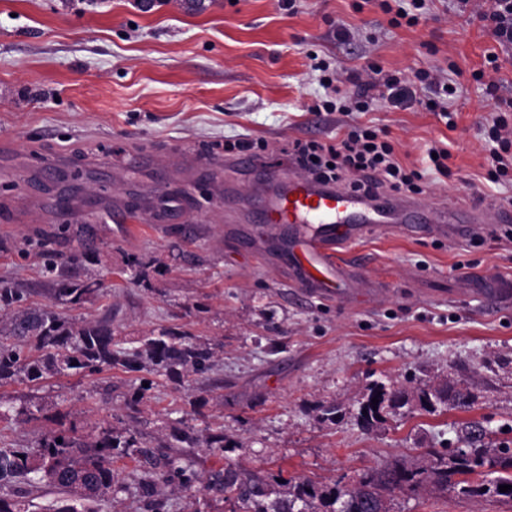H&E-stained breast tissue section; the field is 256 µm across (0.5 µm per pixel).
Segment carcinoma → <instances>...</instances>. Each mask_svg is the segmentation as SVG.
<instances>
[{
	"instance_id": "carcinoma-1",
	"label": "carcinoma",
	"mask_w": 512,
	"mask_h": 512,
	"mask_svg": "<svg viewBox=\"0 0 512 512\" xmlns=\"http://www.w3.org/2000/svg\"><path fill=\"white\" fill-rule=\"evenodd\" d=\"M48 280L42 292L43 304H26L31 289L0 278V386L16 380L39 384L49 376L95 374L104 369L145 372L181 381L189 376L204 377L212 370L214 347L185 331L161 330L142 336L125 346L112 335V314L74 321L57 310V304L88 302L104 292L106 284L97 279H79L68 269V261L52 255L48 259ZM437 394L436 407L469 405L468 392L443 378L431 385ZM378 404H372V398ZM420 403L428 389L412 390L375 382L354 403L362 428L372 430L386 422L379 411L399 398ZM33 412L25 406L0 409V419L26 423ZM173 440L194 448L204 443L210 455L224 460V431L216 430L199 439L187 425ZM460 442L471 448L461 458L453 448L426 453L408 463H386L363 473L353 486L320 489L302 479L288 484V490L272 487L265 476L244 473L230 463L209 472L205 478L192 464L169 454L167 440L151 445L134 432H116L112 425L96 435H85L73 424L41 435L28 445L0 446V512H30L34 489L46 484L66 493L52 505L51 512H94L91 505L126 490L115 479L112 460L133 453L138 458L139 498L148 512H162V486L178 482L187 491L205 492L233 502L238 512H393L395 497L401 494L456 490L467 496L497 495L512 498V489L502 493L499 486H512V447L496 448L486 441L479 422L461 430Z\"/></svg>"
}]
</instances>
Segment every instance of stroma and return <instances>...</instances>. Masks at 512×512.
<instances>
[{"mask_svg":"<svg viewBox=\"0 0 512 512\" xmlns=\"http://www.w3.org/2000/svg\"><path fill=\"white\" fill-rule=\"evenodd\" d=\"M425 4L417 25L393 27L373 0H295L290 12L277 0H0V276L36 285L48 255H76L79 274L112 291L63 305L66 315L90 319L108 307L116 339L179 328L216 346L213 384L157 379L135 412L126 396L137 376L118 369L0 387V399L38 407L30 423L0 421V439L34 442L62 418L94 433L130 426L146 441L220 426L224 459L242 472L328 487L458 447L471 421L512 441V308L459 294L469 276L512 279L500 225L456 241L354 239L349 257L384 295L371 304L306 297L251 216L260 175L224 161L228 140L267 141L276 167L287 164L289 141L340 132L344 116L312 112L324 94L312 57L346 90L351 71L370 63L410 81L437 68L457 88L455 128L424 106L382 100L356 122L388 130L400 160L422 174L427 208L512 207V182L487 179L493 102L473 78L496 53L498 94L512 100V45L458 0ZM340 25L351 40H336ZM186 147L207 175L178 163ZM434 147L449 151V174L434 170ZM144 194L184 211L164 224L142 211L135 231L116 227L113 201ZM437 374L469 387L472 404L414 409L370 431L358 424L353 401L372 382L410 388ZM330 404L332 421L322 416ZM112 468L127 489L100 512H144L134 460ZM395 512H512V499L452 490L397 498Z\"/></svg>","mask_w":512,"mask_h":512,"instance_id":"1","label":"stroma"}]
</instances>
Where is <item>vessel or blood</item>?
I'll list each match as a JSON object with an SVG mask.
<instances>
[{"label":"vessel or blood","mask_w":512,"mask_h":512,"mask_svg":"<svg viewBox=\"0 0 512 512\" xmlns=\"http://www.w3.org/2000/svg\"><path fill=\"white\" fill-rule=\"evenodd\" d=\"M447 221H427L418 201L396 202L391 195L370 196L344 186H318L307 180L286 179L267 197L260 210L266 224L280 232L281 260L299 287L313 297L346 301L359 295L372 299L381 294L380 283L367 278L359 263L343 258L352 239L384 232L393 225L405 230L447 235L474 230L477 225L512 222L505 208L452 207ZM468 292L489 305H512V281L497 278L466 279Z\"/></svg>","instance_id":"vessel-or-blood-1"}]
</instances>
